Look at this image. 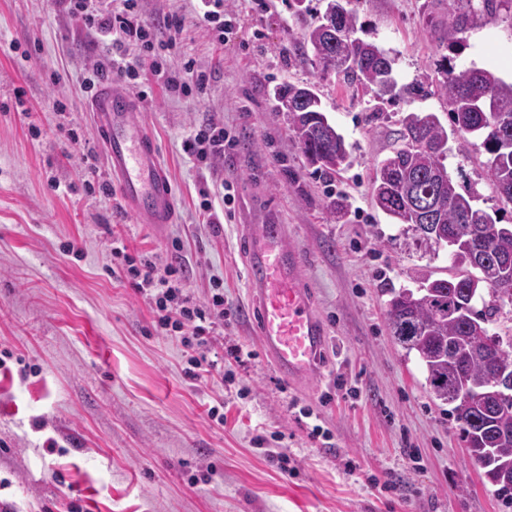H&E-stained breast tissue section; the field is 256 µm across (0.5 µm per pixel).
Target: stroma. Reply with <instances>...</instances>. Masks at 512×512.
Segmentation results:
<instances>
[{"label":"stroma","mask_w":512,"mask_h":512,"mask_svg":"<svg viewBox=\"0 0 512 512\" xmlns=\"http://www.w3.org/2000/svg\"><path fill=\"white\" fill-rule=\"evenodd\" d=\"M424 0H350L357 36L386 50L400 87L372 92L323 76L299 38L294 0H224L236 18L227 43L197 19L202 0H138L165 36L186 28L158 62L193 59L209 81L184 96L145 72L139 96L175 191L177 221L137 223L119 196L88 188L85 171L111 177L85 110L86 79L105 42L57 0H0V507L7 512H512L468 458L448 407L429 392L416 357L388 328L386 289L418 288L417 269L452 273L448 255L395 242L374 207L370 179L392 150L402 116L448 106L409 99L403 85L437 76L442 51ZM456 66L496 69L512 82V11L470 30ZM311 84L348 144L352 163L325 175L308 165L274 91ZM216 119L236 138L206 167L182 142ZM74 130L77 141L67 138ZM488 156L468 137L446 165L458 191L497 224L512 205L496 193ZM236 186L232 208L217 191ZM212 193L215 226L199 192ZM344 197L350 212L331 219ZM278 218L304 257L303 274L330 343L321 375L295 387L266 359L247 322L248 270L239 227ZM130 255L180 267L197 300L224 289V327L213 344L223 377L192 380L180 344L157 334L147 299L111 274L112 240ZM82 249L67 252V243ZM242 349L240 360L225 348ZM224 404V421L207 416ZM322 426L324 436L311 435ZM276 440L290 470L257 448Z\"/></svg>","instance_id":"stroma-1"}]
</instances>
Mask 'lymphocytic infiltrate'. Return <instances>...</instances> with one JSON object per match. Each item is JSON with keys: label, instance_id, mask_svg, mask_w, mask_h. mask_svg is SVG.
Wrapping results in <instances>:
<instances>
[{"label": "lymphocytic infiltrate", "instance_id": "obj_1", "mask_svg": "<svg viewBox=\"0 0 512 512\" xmlns=\"http://www.w3.org/2000/svg\"><path fill=\"white\" fill-rule=\"evenodd\" d=\"M72 14L81 15L85 25L101 37L111 39L116 53L93 74L94 82L110 79L127 83L139 79L147 59L158 51L176 45L185 29L182 18L166 22L168 41L157 40L154 27L136 11L137 0H122L123 7L115 11L107 0H58ZM227 136L223 124L213 121L199 125L183 143L185 154L212 160L223 157ZM112 256L119 259L118 276L136 279L138 291L148 296L155 315L157 330L176 334L182 346L186 374L194 379L213 376L218 363L212 360L210 335L224 319V294L214 290L203 302H194L185 287V279L172 265H163L149 256L133 258L122 240L112 242Z\"/></svg>", "mask_w": 512, "mask_h": 512}]
</instances>
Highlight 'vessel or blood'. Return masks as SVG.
I'll return each mask as SVG.
<instances>
[{"label":"vessel or blood","mask_w":512,"mask_h":512,"mask_svg":"<svg viewBox=\"0 0 512 512\" xmlns=\"http://www.w3.org/2000/svg\"><path fill=\"white\" fill-rule=\"evenodd\" d=\"M137 110L129 95L107 85L89 101L103 156L125 205L138 223L171 224L176 217L172 185ZM245 253L261 351L290 384H302L318 374L328 345L325 325L302 282L303 257L289 243L286 225L275 223L248 225Z\"/></svg>","instance_id":"1"}]
</instances>
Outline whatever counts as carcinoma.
<instances>
[{
	"label": "carcinoma",
	"mask_w": 512,
	"mask_h": 512,
	"mask_svg": "<svg viewBox=\"0 0 512 512\" xmlns=\"http://www.w3.org/2000/svg\"><path fill=\"white\" fill-rule=\"evenodd\" d=\"M512 0H426L422 5L427 26L436 35L438 48L455 52L472 28L493 21L500 8ZM356 15L348 10L340 27L331 35L318 22L302 20L300 37L313 54L324 53L336 60L332 69L340 81L374 91L384 97L380 85L393 73L391 62L379 58L373 45L353 37ZM437 91L448 104L447 129L433 113L410 112L401 120L399 147L376 168L371 181L375 205L399 226V236L408 248L424 254L434 251L430 240L418 233L421 215L407 201L428 196L435 205L434 224L457 241L452 265L464 262L473 250H485L478 269L456 270L448 278L427 279L425 289L408 293L388 290L387 320L396 342L415 353L426 373L434 397L451 406L449 413L460 423L470 456L484 470L494 493L512 503V398L499 394L498 362H512V336L489 333V326L512 310L504 302L496 282L512 276V230L496 224L485 212L473 207L471 197L456 190L444 160L448 156V132L464 139L483 135L489 155L488 176L502 201L512 204V83L485 68L458 70L442 56ZM301 115L288 120V129L316 170L338 171L336 159L349 153L336 127L313 122L310 115L323 113L288 100ZM481 308H476V303ZM483 392L475 400L461 395L464 389Z\"/></svg>",
	"instance_id": "obj_1"
}]
</instances>
